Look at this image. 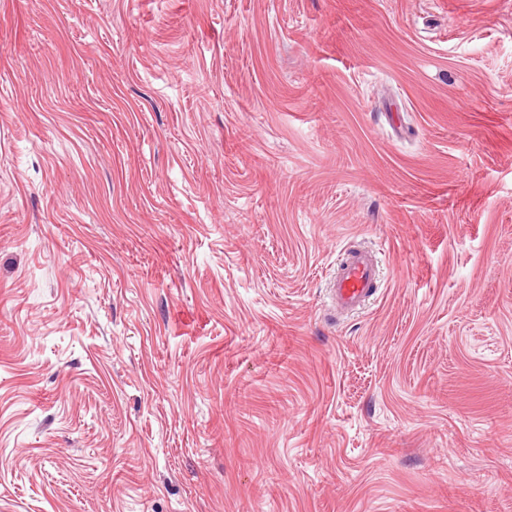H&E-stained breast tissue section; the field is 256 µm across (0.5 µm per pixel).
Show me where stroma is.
Segmentation results:
<instances>
[{
	"label": "stroma",
	"mask_w": 512,
	"mask_h": 512,
	"mask_svg": "<svg viewBox=\"0 0 512 512\" xmlns=\"http://www.w3.org/2000/svg\"><path fill=\"white\" fill-rule=\"evenodd\" d=\"M0 512H512V0H0ZM376 278L377 261L371 250L344 251L330 279V300L336 316H349L361 310L378 289Z\"/></svg>",
	"instance_id": "stroma-1"
}]
</instances>
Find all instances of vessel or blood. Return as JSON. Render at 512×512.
Returning <instances> with one entry per match:
<instances>
[{"instance_id":"obj_1","label":"vessel or blood","mask_w":512,"mask_h":512,"mask_svg":"<svg viewBox=\"0 0 512 512\" xmlns=\"http://www.w3.org/2000/svg\"><path fill=\"white\" fill-rule=\"evenodd\" d=\"M377 261L365 248L342 253L330 279V300L337 316L344 317L361 310L377 291Z\"/></svg>"}]
</instances>
